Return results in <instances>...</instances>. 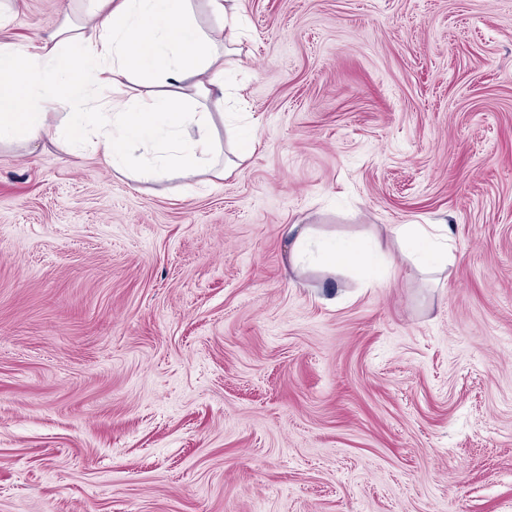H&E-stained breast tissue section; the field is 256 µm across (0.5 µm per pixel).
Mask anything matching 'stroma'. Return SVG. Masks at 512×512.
Returning a JSON list of instances; mask_svg holds the SVG:
<instances>
[{
	"mask_svg": "<svg viewBox=\"0 0 512 512\" xmlns=\"http://www.w3.org/2000/svg\"><path fill=\"white\" fill-rule=\"evenodd\" d=\"M6 2L14 42L87 6ZM240 10L231 176L0 146V512H512V0ZM290 224L452 263L295 279Z\"/></svg>",
	"mask_w": 512,
	"mask_h": 512,
	"instance_id": "1",
	"label": "stroma"
}]
</instances>
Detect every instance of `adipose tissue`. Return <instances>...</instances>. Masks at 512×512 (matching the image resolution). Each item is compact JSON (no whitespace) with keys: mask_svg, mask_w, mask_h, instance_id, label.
Masks as SVG:
<instances>
[{"mask_svg":"<svg viewBox=\"0 0 512 512\" xmlns=\"http://www.w3.org/2000/svg\"><path fill=\"white\" fill-rule=\"evenodd\" d=\"M239 0H87L81 24L63 23L35 40L0 43V144L49 140L102 154L130 180L230 176L245 162L254 134L232 125V150L217 139L224 116L227 46L242 27ZM288 271L303 276L315 259L328 272L363 265L392 248L439 282L451 256L444 235L421 224H394L385 235L340 240L293 224Z\"/></svg>","mask_w":512,"mask_h":512,"instance_id":"obj_1","label":"adipose tissue"}]
</instances>
